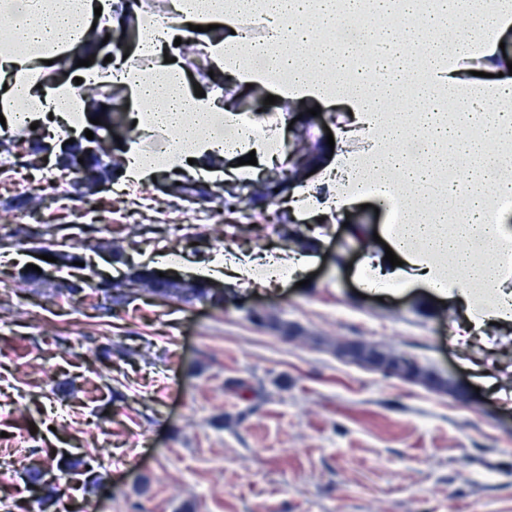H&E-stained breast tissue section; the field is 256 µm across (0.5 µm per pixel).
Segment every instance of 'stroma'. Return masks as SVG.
Listing matches in <instances>:
<instances>
[{
  "instance_id": "35a3bbf8",
  "label": "stroma",
  "mask_w": 512,
  "mask_h": 512,
  "mask_svg": "<svg viewBox=\"0 0 512 512\" xmlns=\"http://www.w3.org/2000/svg\"><path fill=\"white\" fill-rule=\"evenodd\" d=\"M343 109L322 105L285 130L286 141L305 129L317 142L310 169L329 163L327 132ZM47 134L0 154V221L22 212L18 167ZM167 180L122 190L112 176L86 193L63 183L68 209L44 200L39 219L102 225L81 238L85 268L46 263L26 238L0 246V452L14 454L0 464V512H512V409L449 344L439 302L380 298L354 278L352 229L387 223L386 213L355 208L328 224L301 287L225 288L220 307L151 294L72 307L64 286L90 265L120 280L173 252L175 277L190 279L227 246L285 247L252 203L240 204L255 226L245 239L223 215L183 212ZM125 224L142 231L118 261L106 242ZM30 264L39 274L19 280ZM357 340L414 359L450 389L338 355V343ZM92 412L103 417L94 440ZM88 466L100 485H88ZM46 484L58 498L44 509Z\"/></svg>"
}]
</instances>
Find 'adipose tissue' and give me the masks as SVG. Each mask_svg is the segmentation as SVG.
<instances>
[{"mask_svg":"<svg viewBox=\"0 0 512 512\" xmlns=\"http://www.w3.org/2000/svg\"><path fill=\"white\" fill-rule=\"evenodd\" d=\"M418 0H169L158 14L136 9L142 55L149 66L115 57L83 66L104 53L91 32L110 33L126 0H0V115L22 128L48 117L77 129L88 109L79 86H121L138 106L131 138L122 150L120 181L138 185L160 172L195 169L255 153L268 168L285 169L291 155L282 138L287 112L258 123L224 104L223 85L196 96L178 62L177 40L195 39L199 59L236 85L274 91L292 103L341 102L346 119L336 129V150L315 179L298 182L287 206L335 221L367 202L388 204L399 224L376 227L378 243L362 250L361 284L382 294L416 295L457 306L453 344L467 346L492 324L512 332V212L500 209L512 195V79L459 67L460 59L494 56L512 28V0H438L423 30L397 27L393 15H412ZM367 10L377 24L368 48L387 59L392 74L371 79L356 70L352 50L324 36L326 29ZM261 17L267 35L249 40L242 17ZM68 64L69 75H50L46 61ZM413 85L415 119L382 106L398 88ZM164 141L161 154L149 144ZM425 150L409 161L407 148ZM323 245L309 231L299 247L272 255L235 250L213 258L201 274L227 272L229 287L281 288L303 272ZM400 263L391 266L386 251Z\"/></svg>","mask_w":512,"mask_h":512,"instance_id":"1","label":"adipose tissue"}]
</instances>
